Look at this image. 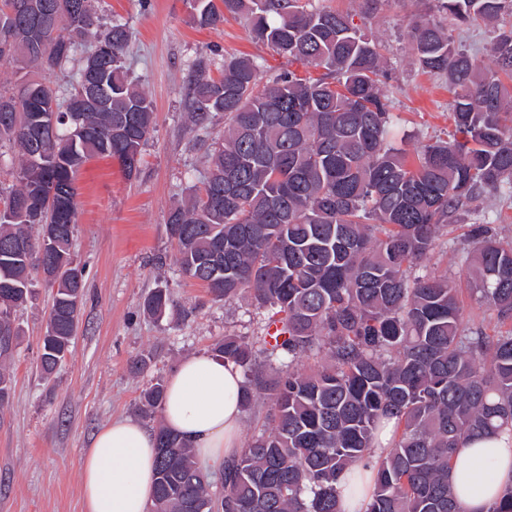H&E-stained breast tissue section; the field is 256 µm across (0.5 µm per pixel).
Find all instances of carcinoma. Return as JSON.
<instances>
[{"instance_id": "1", "label": "carcinoma", "mask_w": 512, "mask_h": 512, "mask_svg": "<svg viewBox=\"0 0 512 512\" xmlns=\"http://www.w3.org/2000/svg\"><path fill=\"white\" fill-rule=\"evenodd\" d=\"M0 0V63L31 73L68 66L74 91L28 80L0 90V157L18 162L0 187V361L18 344L15 314L33 294L32 271L56 286L39 369L64 358L80 312L84 271L71 256L78 223L76 179L94 157L139 173L142 146L155 127L148 91L125 67L126 25H105L92 0ZM193 22L214 29L231 17L250 38L290 62L263 79L248 55L224 60L213 75L200 63L184 93L186 128L224 117V131L202 186L169 209L166 229L182 273L215 301L247 293L282 323L281 339L260 345L226 336L216 356L243 372L242 407L268 391L274 413L246 448L224 463L212 489L193 449L165 428L157 444L152 512H342L339 475L360 463L374 469L365 512H461L448 473L471 438L512 431V238L482 223L471 207L512 189V0H436L445 19L498 30L492 63L455 46L448 28L422 16L410 30L412 60L453 90L451 139L421 145L414 159L390 142L391 72L381 43L351 14L313 0H190ZM90 44L77 57L78 41ZM102 102L72 117L84 83ZM136 117L131 138L117 130ZM58 193L36 212L20 207L34 190ZM473 217L452 236L447 221ZM61 229L52 267L41 266L46 226ZM469 273L468 293L501 329L475 323L448 273L417 267L442 234ZM167 290L144 302L165 315ZM324 354L316 369L293 368ZM292 370L269 383L259 359ZM165 385L143 392V410L161 406ZM396 419L391 449L375 455L384 421Z\"/></svg>"}]
</instances>
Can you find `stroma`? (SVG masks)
Wrapping results in <instances>:
<instances>
[{"instance_id":"1","label":"stroma","mask_w":512,"mask_h":512,"mask_svg":"<svg viewBox=\"0 0 512 512\" xmlns=\"http://www.w3.org/2000/svg\"><path fill=\"white\" fill-rule=\"evenodd\" d=\"M95 6L130 30L126 65L153 99L155 129L136 178L127 179L109 158L91 159L79 172L73 252L85 266L86 288L70 351L50 377L41 376L37 362L53 288L38 281L34 298L16 315L20 340L5 362L12 394L0 409V512H83L81 459L95 431L120 417L156 428L160 416L140 410L147 387L167 380L183 359L212 352L224 337L260 341L268 319L250 299L212 301L183 276L165 222L171 204L203 180L206 150L224 125L219 118L192 133L185 127L183 90L195 63L216 68L226 57L247 54L275 73L288 69L287 60L252 42L242 21L196 29L189 0H95ZM434 12V0H378L363 28L382 43L392 73L393 142L410 154L453 129L447 80L422 72L410 57L413 21ZM159 286L171 305L156 318L144 312L143 301Z\"/></svg>"}]
</instances>
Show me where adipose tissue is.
I'll list each match as a JSON object with an SVG mask.
<instances>
[{
	"instance_id": "obj_1",
	"label": "adipose tissue",
	"mask_w": 512,
	"mask_h": 512,
	"mask_svg": "<svg viewBox=\"0 0 512 512\" xmlns=\"http://www.w3.org/2000/svg\"><path fill=\"white\" fill-rule=\"evenodd\" d=\"M242 377L233 363L201 353L170 377L162 405L165 428L215 468L239 453ZM155 439L139 421L103 425L81 462L84 512H147L153 499ZM512 480V435L466 440L449 481L463 512H487Z\"/></svg>"
}]
</instances>
